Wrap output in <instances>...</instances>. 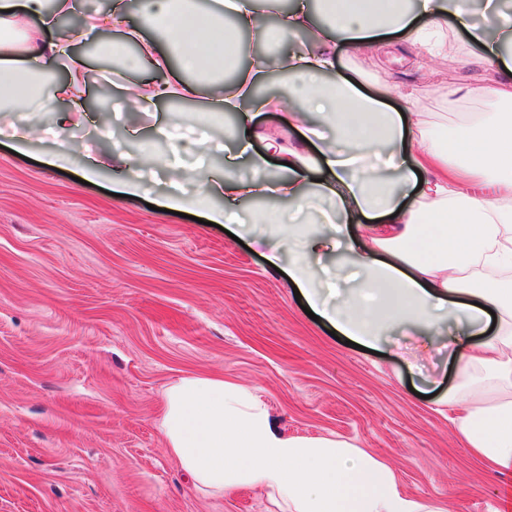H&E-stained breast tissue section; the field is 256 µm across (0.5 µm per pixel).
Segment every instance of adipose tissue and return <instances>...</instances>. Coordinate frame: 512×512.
I'll list each match as a JSON object with an SVG mask.
<instances>
[{
    "label": "adipose tissue",
    "instance_id": "adipose-tissue-1",
    "mask_svg": "<svg viewBox=\"0 0 512 512\" xmlns=\"http://www.w3.org/2000/svg\"><path fill=\"white\" fill-rule=\"evenodd\" d=\"M323 23L313 19L310 0H296L274 28L263 26L256 0H144L138 27L129 24L127 0H110L106 11L84 20L82 35L103 30L142 39L134 59L109 49L119 70H152L150 82L119 84L121 98L136 94L150 106L194 101L201 81L235 66L225 50L232 15L235 32L250 30L270 43L310 31L300 51L255 57L235 67L231 82L214 87L213 112L238 118L237 147L227 165L248 158L252 179L218 177L198 167L186 178L194 193L168 195L165 208L196 209L209 196L221 205L206 219L237 225L257 243L297 245L289 261L269 250L271 267L287 265L290 281L340 335L375 346L391 328L425 334L419 353L429 356L428 333L450 320L448 361L458 385L438 398L447 408L455 437L489 468L512 474V118L484 112L462 123L449 142L430 136L409 94V111L363 92L341 75L340 46L360 48L400 34L421 53L440 51L442 32L464 28L470 44L498 64L512 47V15L498 0H485L482 20H471L466 0H320ZM75 0H0V112L38 101L55 115L57 150L49 163L68 162L74 146L67 136L85 112L93 78L70 53L66 38L53 37L60 15ZM288 73L286 94H259L269 69ZM62 74L50 92L43 77ZM263 112H280L288 127H304L305 113L336 135L318 136L314 151L266 137L262 153L250 154L249 129ZM286 162L288 178L276 187L289 209L243 214L246 198L264 195L261 175L269 160ZM336 212L334 224L310 223L323 203ZM362 231H355V224ZM339 255V287L328 304L317 287L315 259ZM166 449L195 486L210 494L256 488L277 512H447L444 504L405 493L386 463L333 437L291 436L277 428L252 389L220 378L188 376L167 391L161 419Z\"/></svg>",
    "mask_w": 512,
    "mask_h": 512
}]
</instances>
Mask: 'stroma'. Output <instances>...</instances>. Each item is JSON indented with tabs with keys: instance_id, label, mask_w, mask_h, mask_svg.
I'll use <instances>...</instances> for the list:
<instances>
[{
	"instance_id": "35a3bbf8",
	"label": "stroma",
	"mask_w": 512,
	"mask_h": 512,
	"mask_svg": "<svg viewBox=\"0 0 512 512\" xmlns=\"http://www.w3.org/2000/svg\"><path fill=\"white\" fill-rule=\"evenodd\" d=\"M439 56L407 41L341 47L342 73L400 106L421 90L439 141L463 114L492 111L482 96L436 102L448 86L492 85L495 66L462 54L448 30ZM206 98L91 112L69 132L68 168L54 151L49 113L35 104L0 120V512H272L264 493L205 494L168 454L159 422L167 388L217 377L254 388L291 436L336 435L388 464L403 490L451 512H512V476L489 469L453 436L435 397L457 384L445 354L418 355L420 339L390 331L377 353L344 345L312 320L266 248L220 228L160 211L161 196H112L117 177L74 173L121 143L157 154L151 175L193 166L197 152L166 153L160 127L207 134L223 169L229 112ZM28 127L42 137L16 145Z\"/></svg>"
}]
</instances>
